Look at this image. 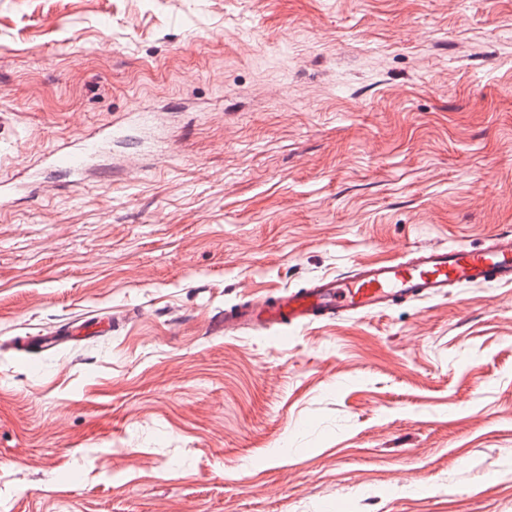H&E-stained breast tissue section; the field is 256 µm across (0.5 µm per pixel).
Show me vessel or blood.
Listing matches in <instances>:
<instances>
[{"mask_svg": "<svg viewBox=\"0 0 512 512\" xmlns=\"http://www.w3.org/2000/svg\"><path fill=\"white\" fill-rule=\"evenodd\" d=\"M93 150L89 144L79 151H57L52 163L77 173ZM486 285H512V230L478 245H427L394 260L348 265L336 275L312 279L308 287L225 309L224 331L298 328L367 317L396 303L445 299L455 289Z\"/></svg>", "mask_w": 512, "mask_h": 512, "instance_id": "vessel-or-blood-1", "label": "vessel or blood"}]
</instances>
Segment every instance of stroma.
Masks as SVG:
<instances>
[{"label":"stroma","instance_id":"obj_1","mask_svg":"<svg viewBox=\"0 0 512 512\" xmlns=\"http://www.w3.org/2000/svg\"><path fill=\"white\" fill-rule=\"evenodd\" d=\"M0 120V512H512V286L224 332L512 230V0H0ZM94 146L95 143L90 142L81 151H56L51 155L52 164L72 173H79L94 156Z\"/></svg>","mask_w":512,"mask_h":512}]
</instances>
